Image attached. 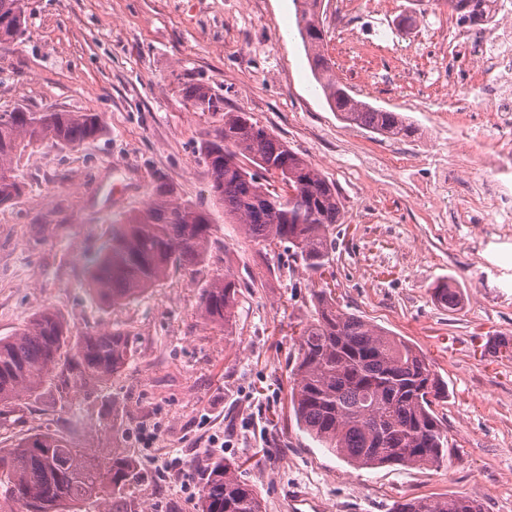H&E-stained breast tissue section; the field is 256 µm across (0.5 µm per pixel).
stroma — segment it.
<instances>
[{
    "mask_svg": "<svg viewBox=\"0 0 512 512\" xmlns=\"http://www.w3.org/2000/svg\"><path fill=\"white\" fill-rule=\"evenodd\" d=\"M324 52L352 96L400 113L413 132L385 138L331 111L296 27L293 0H26L27 31L0 43V113L97 112L105 130L80 146L49 142L15 163L22 194L0 205V337L56 309L73 335H128L132 356L117 375L59 398L44 386L0 433V448L47 429L74 446L139 463L137 501L149 512H196L201 485L181 487L208 462H243L266 512H289L299 486L324 512H391L403 497L471 496L484 512H512V223L495 231L459 224L469 172L445 167L449 142L488 147L483 112L462 133L448 126V97L400 88L390 55L355 50L346 29L373 33L382 19L429 18L448 29L434 0H387L385 17L321 6ZM219 106L201 110L190 87ZM242 112L332 182L342 221L329 274L309 277L283 248H259L225 219L210 195L201 154ZM203 204L213 221L206 260L112 305L87 285L91 260L113 224L143 209L158 185ZM230 272L242 294L227 325L200 315L202 285ZM452 280L454 312L432 290ZM332 291L341 309L405 337L448 387L436 408L448 455L421 467L356 468L303 432L289 403L290 372L313 293Z\"/></svg>",
    "mask_w": 512,
    "mask_h": 512,
    "instance_id": "1",
    "label": "stroma"
}]
</instances>
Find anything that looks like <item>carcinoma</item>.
Returning <instances> with one entry per match:
<instances>
[{
  "label": "carcinoma",
  "instance_id": "carcinoma-1",
  "mask_svg": "<svg viewBox=\"0 0 512 512\" xmlns=\"http://www.w3.org/2000/svg\"><path fill=\"white\" fill-rule=\"evenodd\" d=\"M16 0H0V39L20 38L25 16ZM300 5L299 34L313 51L312 67L330 108L341 120L391 138L409 133L396 112L377 109L351 96L336 80L324 41L320 0ZM483 0H448V9L472 25L485 22ZM188 96L201 108L214 107L209 90L195 86ZM96 112L0 113V205L20 196L14 161L25 150L50 141L76 147L103 133ZM211 174V195L224 216L238 221L253 241L285 246L288 257L311 275H323L333 263L341 223L335 186L310 161L288 148L241 112L224 115V131L202 148ZM252 162L257 171L241 165ZM277 178L282 193L269 191L263 175ZM211 241L210 213L198 204L176 200L161 185L152 201L112 227L111 235L88 271V285L104 302L119 304L153 288L174 268L191 270L206 258ZM241 295L229 272L206 281L201 316L227 323ZM315 318L299 330L291 372L290 402L311 438L359 468L440 463L448 452V429L434 406L447 388L420 350L361 316L336 306L332 292H314ZM434 298L454 311L461 293L441 281ZM131 349L118 331L71 334L58 311L43 309L20 333L0 338V429L44 384L63 389L103 381L121 371ZM138 466L117 448L101 457L74 448L51 432L0 448V499L19 510L71 512L87 502L108 505L107 512H136L131 487ZM197 512H263L260 496L243 478L242 464L219 459L203 472ZM393 512H484L472 497H411L395 502Z\"/></svg>",
  "mask_w": 512,
  "mask_h": 512
}]
</instances>
